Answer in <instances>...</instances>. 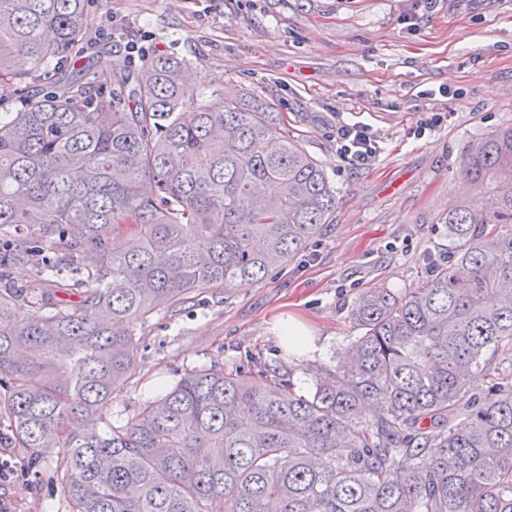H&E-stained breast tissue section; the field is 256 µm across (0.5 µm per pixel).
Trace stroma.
<instances>
[{"label": "stroma", "instance_id": "1", "mask_svg": "<svg viewBox=\"0 0 512 512\" xmlns=\"http://www.w3.org/2000/svg\"><path fill=\"white\" fill-rule=\"evenodd\" d=\"M188 61L194 94L267 103L326 171L336 212L321 234L260 281L231 280L177 308H160L136 329L138 369L102 412L121 425L159 382L210 364L290 375L308 393L316 368L335 364L356 333L358 296L371 288L418 286L447 267L454 245L448 211L476 198L460 162L471 144L512 124V0H103L94 8L82 63L95 93L122 96L139 63L129 52ZM440 114V126L420 131ZM380 136L373 166L356 169L336 150L340 123ZM306 325L318 354L281 346L275 326ZM0 482V512H69L53 473L24 449Z\"/></svg>", "mask_w": 512, "mask_h": 512}]
</instances>
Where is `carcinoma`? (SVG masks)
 <instances>
[{"label":"carcinoma","mask_w":512,"mask_h":512,"mask_svg":"<svg viewBox=\"0 0 512 512\" xmlns=\"http://www.w3.org/2000/svg\"><path fill=\"white\" fill-rule=\"evenodd\" d=\"M92 0H0V81L50 87L0 113V238L16 261L55 255L26 321L0 293V417L58 480L72 512H512V125L461 169L486 201L448 213L451 264L416 288L361 293L354 337L302 395L265 371L184 374L121 426L102 406L137 371L135 326L229 278L261 280L304 251L336 210L318 163L278 113L217 96L183 111L189 65L150 58L131 105L72 73ZM38 226L37 242L16 235ZM132 235L136 250L121 246ZM72 289L79 301L59 297ZM488 377L481 394L469 378Z\"/></svg>","instance_id":"obj_1"}]
</instances>
